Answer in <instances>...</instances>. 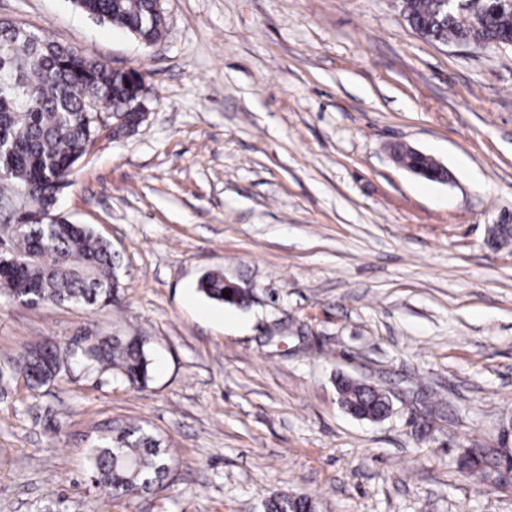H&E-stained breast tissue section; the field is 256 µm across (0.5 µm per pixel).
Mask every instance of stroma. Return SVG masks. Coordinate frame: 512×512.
<instances>
[{
  "label": "stroma",
  "mask_w": 512,
  "mask_h": 512,
  "mask_svg": "<svg viewBox=\"0 0 512 512\" xmlns=\"http://www.w3.org/2000/svg\"><path fill=\"white\" fill-rule=\"evenodd\" d=\"M144 47L73 0H0V20L147 72L149 117L102 132L55 212L117 255L123 304L0 299V512H512V49L418 35L401 0H162ZM407 144L444 183L397 165ZM249 297L204 298L209 271ZM143 336L145 388H29L15 358L77 336ZM387 392L346 413L336 380ZM135 421L171 451L138 496L95 487L98 424ZM288 494L275 493L264 504V512H313L312 500L307 495L289 497Z\"/></svg>",
  "instance_id": "35a3bbf8"
}]
</instances>
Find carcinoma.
<instances>
[{
    "mask_svg": "<svg viewBox=\"0 0 512 512\" xmlns=\"http://www.w3.org/2000/svg\"><path fill=\"white\" fill-rule=\"evenodd\" d=\"M88 15L120 27L139 40L155 43L165 30L156 0H75ZM408 24L422 37L438 42L470 38L487 47L512 36V12L489 10L473 28L462 29L445 16L442 0H403ZM18 76L26 90L22 101L0 91V200L31 186L50 201L56 183L74 176L78 161L98 136L99 126L84 112L87 100L111 112L112 135L126 133L117 117L130 112L140 93L150 90L146 74L112 69L46 37L23 36L12 22L0 20V74ZM397 162L431 182L447 171L404 145L393 149ZM13 262L0 266V297L31 306L74 304L93 309L120 303L112 245L88 226L64 220L43 224L34 210L0 220ZM198 290L220 304L247 301L229 288L220 272H209ZM230 297L225 298L222 292ZM153 357L146 340L136 334L92 338L82 336L64 345L46 342L24 351L18 369L30 387L73 382L93 374L145 387ZM171 455L163 441L138 423H110L89 448L93 481L115 496L139 495L168 477ZM307 495H271L264 512H311Z\"/></svg>",
    "mask_w": 512,
    "mask_h": 512,
    "instance_id": "1",
    "label": "carcinoma"
}]
</instances>
